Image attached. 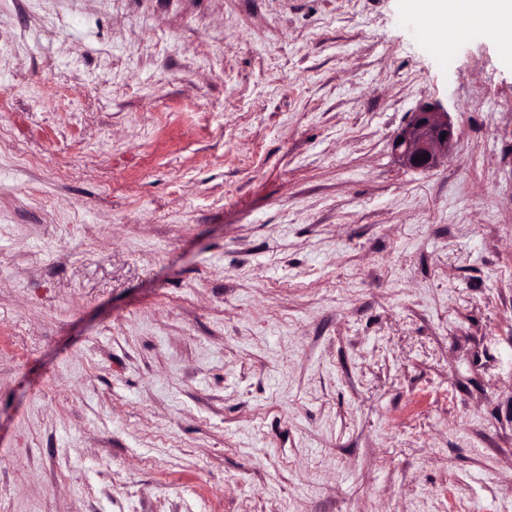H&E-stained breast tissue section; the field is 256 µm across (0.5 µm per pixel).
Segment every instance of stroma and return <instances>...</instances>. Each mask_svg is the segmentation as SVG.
Masks as SVG:
<instances>
[{"instance_id":"1","label":"stroma","mask_w":512,"mask_h":512,"mask_svg":"<svg viewBox=\"0 0 512 512\" xmlns=\"http://www.w3.org/2000/svg\"><path fill=\"white\" fill-rule=\"evenodd\" d=\"M438 43L0 0V512H512V64ZM398 138H403V141L396 144ZM453 138V125L448 113L425 109L416 112L410 124L393 139L392 149L405 164L426 170L435 167L441 157L448 156ZM415 157H419V161L414 162Z\"/></svg>"}]
</instances>
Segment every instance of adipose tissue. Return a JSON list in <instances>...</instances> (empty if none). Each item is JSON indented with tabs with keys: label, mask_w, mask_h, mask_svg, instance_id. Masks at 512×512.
<instances>
[{
	"label": "adipose tissue",
	"mask_w": 512,
	"mask_h": 512,
	"mask_svg": "<svg viewBox=\"0 0 512 512\" xmlns=\"http://www.w3.org/2000/svg\"><path fill=\"white\" fill-rule=\"evenodd\" d=\"M409 8L442 41L454 40L466 29L484 30L512 59V0H409Z\"/></svg>",
	"instance_id": "obj_1"
}]
</instances>
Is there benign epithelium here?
Masks as SVG:
<instances>
[{
  "label": "benign epithelium",
  "mask_w": 512,
  "mask_h": 512,
  "mask_svg": "<svg viewBox=\"0 0 512 512\" xmlns=\"http://www.w3.org/2000/svg\"><path fill=\"white\" fill-rule=\"evenodd\" d=\"M402 142L392 144L395 154L407 165L430 169L448 155L454 138L448 113L435 109L417 112L410 124L398 134Z\"/></svg>",
  "instance_id": "obj_1"
}]
</instances>
